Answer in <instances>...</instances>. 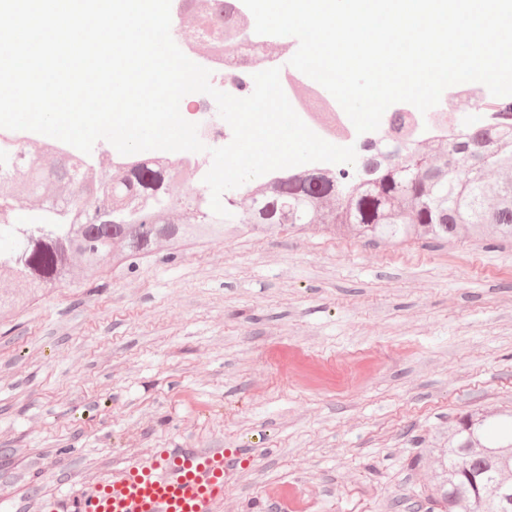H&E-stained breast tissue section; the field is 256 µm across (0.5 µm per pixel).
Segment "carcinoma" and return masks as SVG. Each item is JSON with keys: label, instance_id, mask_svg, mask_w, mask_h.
<instances>
[{"label": "carcinoma", "instance_id": "obj_1", "mask_svg": "<svg viewBox=\"0 0 512 512\" xmlns=\"http://www.w3.org/2000/svg\"><path fill=\"white\" fill-rule=\"evenodd\" d=\"M241 14L240 0L199 5V43L208 50L231 46ZM477 152L503 173L492 187L482 167L471 162ZM45 157L39 150L22 175H0V230L17 233L12 198L20 185L41 198V205L19 221L46 225L22 244V259L0 251V280L28 282L23 296L0 288L1 318L29 297L69 283L72 253L84 254L86 276L93 278L107 262L128 267L151 256L160 238L170 259L189 245L285 226L370 241L459 237L512 243V124L455 128L444 161L421 171L396 150L390 157L368 156L350 171L286 172L256 186L245 184L238 191L249 194L254 207L242 212L226 202L229 218L216 215L202 193L175 195L172 169L155 158L131 157L104 176L77 155L55 156L49 167ZM436 456L434 479L424 491L430 512H512V483L501 479L512 467V409L491 418L477 410L453 419Z\"/></svg>", "mask_w": 512, "mask_h": 512}]
</instances>
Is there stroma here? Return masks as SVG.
<instances>
[{"label": "stroma", "instance_id": "obj_1", "mask_svg": "<svg viewBox=\"0 0 512 512\" xmlns=\"http://www.w3.org/2000/svg\"><path fill=\"white\" fill-rule=\"evenodd\" d=\"M512 407V244L219 238L0 320V498L166 448L239 464L215 512H425L449 419Z\"/></svg>", "mask_w": 512, "mask_h": 512}]
</instances>
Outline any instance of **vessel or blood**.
<instances>
[{"mask_svg":"<svg viewBox=\"0 0 512 512\" xmlns=\"http://www.w3.org/2000/svg\"><path fill=\"white\" fill-rule=\"evenodd\" d=\"M236 465L221 448H168L81 497L51 500L48 512H214Z\"/></svg>","mask_w":512,"mask_h":512,"instance_id":"vessel-or-blood-1","label":"vessel or blood"}]
</instances>
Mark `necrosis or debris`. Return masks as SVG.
Instances as JSON below:
<instances>
[{
  "label": "necrosis or debris",
  "mask_w": 512,
  "mask_h": 512,
  "mask_svg": "<svg viewBox=\"0 0 512 512\" xmlns=\"http://www.w3.org/2000/svg\"><path fill=\"white\" fill-rule=\"evenodd\" d=\"M266 42V36L257 34L249 26L239 32L232 49L203 54L198 50L197 41L188 40L183 42L182 50L197 64L211 70V84L234 96L239 95L245 77L250 74L252 59L262 57L264 68H279L283 91L299 117L317 135L333 144L352 141L361 148L371 143L376 151L384 153L389 151L390 141L394 138L417 141L439 139L447 135L458 106L463 101L486 103L488 112L496 115L499 121L512 119L505 103L488 102L484 87L462 83L457 85L454 92L442 95L438 105L431 108L428 114H421L411 104H403V125L395 126L390 121H381L379 130L383 139L374 143L369 135L357 133L336 99L327 95L320 84L311 82L308 76L288 67L287 62L295 53L294 44L282 43L278 52L271 53L266 48ZM189 99L195 108L199 136L215 148L227 145L232 139V130L219 116L217 107L197 93L190 94Z\"/></svg>",
  "instance_id": "necrosis-or-debris-1"
}]
</instances>
